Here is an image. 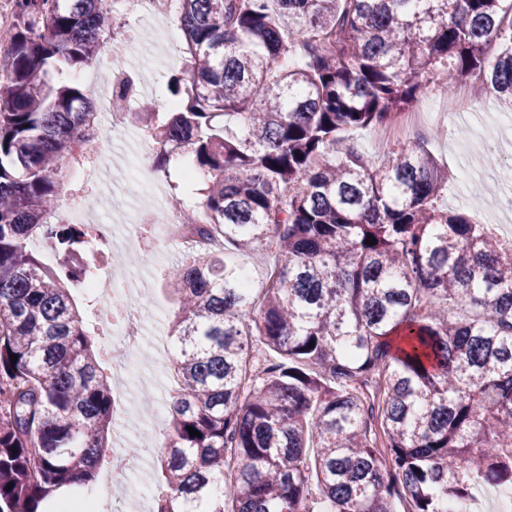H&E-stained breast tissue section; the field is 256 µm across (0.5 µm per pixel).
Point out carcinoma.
Returning a JSON list of instances; mask_svg holds the SVG:
<instances>
[{
  "instance_id": "obj_1",
  "label": "carcinoma",
  "mask_w": 512,
  "mask_h": 512,
  "mask_svg": "<svg viewBox=\"0 0 512 512\" xmlns=\"http://www.w3.org/2000/svg\"><path fill=\"white\" fill-rule=\"evenodd\" d=\"M13 2L0 48V512H43L92 493L113 403L71 293L101 284L98 229L59 218L64 168L93 155L98 112L47 76L95 65L121 26L117 0ZM176 2L173 99L127 117L149 134L155 172L195 154L205 187L184 223L203 241L221 228L224 245L172 272L180 392L154 512H467L474 478L512 489V257L438 205L448 171L427 150L399 141L368 156L344 137L395 125L425 83L451 93L479 76L512 106V6ZM259 252L273 265L250 279L237 258Z\"/></svg>"
}]
</instances>
